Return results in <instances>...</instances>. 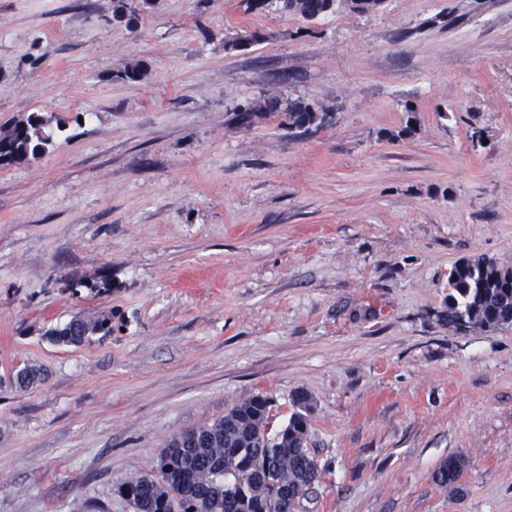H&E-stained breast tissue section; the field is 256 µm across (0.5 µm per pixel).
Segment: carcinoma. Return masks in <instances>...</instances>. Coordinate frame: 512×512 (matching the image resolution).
Wrapping results in <instances>:
<instances>
[{
	"label": "carcinoma",
	"mask_w": 512,
	"mask_h": 512,
	"mask_svg": "<svg viewBox=\"0 0 512 512\" xmlns=\"http://www.w3.org/2000/svg\"><path fill=\"white\" fill-rule=\"evenodd\" d=\"M252 11L269 3L304 22L322 10L324 0H243ZM285 116V125L299 134L324 123V113L299 99L268 98L264 105L234 108L235 119L248 123L258 113ZM51 120L39 113L0 130V164L20 163L45 155L53 145ZM448 326L456 331L493 330L512 326V268L484 257L464 258L449 274ZM112 333L109 317H75L48 332L56 344L79 345L86 338ZM43 380V372L25 366L14 384L25 389ZM271 401L253 395L232 406L223 417L181 433L161 449L152 473L122 482L118 493L133 512H298L321 476L307 446L309 414L293 411L288 431L271 428ZM467 460L451 454L433 473L435 483L455 494Z\"/></svg>",
	"instance_id": "carcinoma-1"
}]
</instances>
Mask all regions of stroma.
Here are the masks:
<instances>
[{
	"label": "stroma",
	"instance_id": "35a3bbf8",
	"mask_svg": "<svg viewBox=\"0 0 512 512\" xmlns=\"http://www.w3.org/2000/svg\"><path fill=\"white\" fill-rule=\"evenodd\" d=\"M128 4L133 26L113 0H0V129L64 125L0 164V512H132L118 485L171 436L258 393L281 426L298 390L322 469L300 512H512V327L442 319L457 261L512 268V0L308 25ZM274 96L332 119L234 121ZM27 365L47 378L20 391ZM451 454L460 495L433 480ZM107 322V326H104ZM112 333V320L109 317L96 320H85L81 317H74L61 327H56L48 332L50 340L56 344L79 345L85 342L86 338L94 334L108 336Z\"/></svg>",
	"mask_w": 512,
	"mask_h": 512
}]
</instances>
